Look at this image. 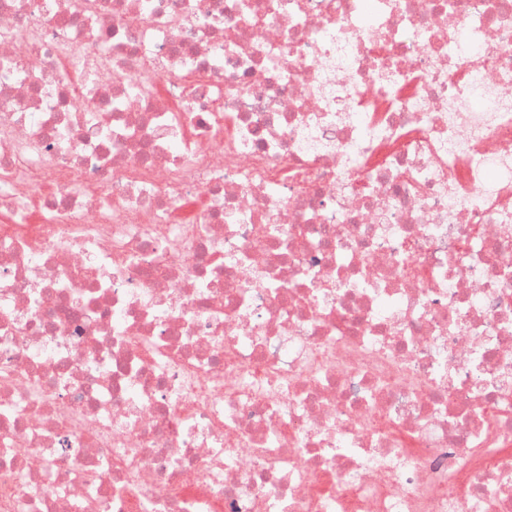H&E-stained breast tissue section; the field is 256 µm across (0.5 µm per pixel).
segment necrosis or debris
Wrapping results in <instances>:
<instances>
[{"label":"necrosis or debris","instance_id":"1","mask_svg":"<svg viewBox=\"0 0 512 512\" xmlns=\"http://www.w3.org/2000/svg\"><path fill=\"white\" fill-rule=\"evenodd\" d=\"M0 512H512V0H0Z\"/></svg>","mask_w":512,"mask_h":512}]
</instances>
